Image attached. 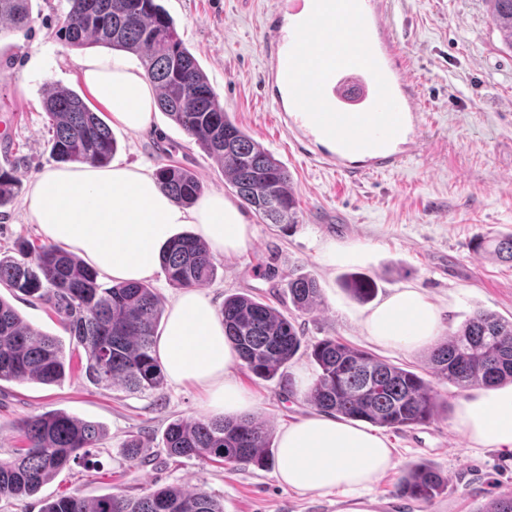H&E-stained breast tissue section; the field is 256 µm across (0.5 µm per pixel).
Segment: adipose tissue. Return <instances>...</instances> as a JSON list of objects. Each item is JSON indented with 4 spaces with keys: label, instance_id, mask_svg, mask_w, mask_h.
Listing matches in <instances>:
<instances>
[{
    "label": "adipose tissue",
    "instance_id": "obj_1",
    "mask_svg": "<svg viewBox=\"0 0 512 512\" xmlns=\"http://www.w3.org/2000/svg\"><path fill=\"white\" fill-rule=\"evenodd\" d=\"M77 65L89 95L113 122L134 134L150 130L156 93L144 69L98 55L82 57ZM23 205L48 243L117 281L152 275L181 225H195L214 254H240L253 235L251 224L223 193L203 192L184 207L134 164L45 167L28 182ZM363 327L378 342L415 350L438 337L441 310L422 289L402 288L369 311ZM156 352L167 382L202 388L212 416L252 411V395L233 376L241 360L224 335L222 317L199 289H183L169 306ZM456 426L470 447L512 451V384L460 399ZM396 465L387 440L373 430L312 412L282 430L275 476L292 490L351 495Z\"/></svg>",
    "mask_w": 512,
    "mask_h": 512
}]
</instances>
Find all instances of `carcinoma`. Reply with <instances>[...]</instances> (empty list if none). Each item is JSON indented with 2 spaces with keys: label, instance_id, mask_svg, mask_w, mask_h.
Instances as JSON below:
<instances>
[{
  "label": "carcinoma",
  "instance_id": "obj_1",
  "mask_svg": "<svg viewBox=\"0 0 512 512\" xmlns=\"http://www.w3.org/2000/svg\"><path fill=\"white\" fill-rule=\"evenodd\" d=\"M502 42L512 48V0H485ZM56 35L75 48L95 45L138 55L159 90L158 107L203 149L224 165V177L243 204L273 224L293 223L296 198L288 171L275 156L239 128L224 111L198 60L185 46L174 20L156 0H69ZM32 22L31 0H0V33ZM50 119L52 156L63 163L110 165L116 141L108 124L74 91L55 87L44 102ZM161 188L177 203L190 205L204 191L191 170L163 164L156 171ZM18 182L0 170V207L15 194ZM474 248L512 262V234ZM162 269L176 288L213 280L216 265L206 245L186 233L162 252ZM0 284L51 304L70 340L84 349V373L103 388L120 386L131 393H152L164 383L155 352L164 308L146 282L98 283V271L75 254L53 245L15 243L14 254L0 256ZM345 289L363 301L376 295L372 280L352 276ZM294 308L313 312L321 302L318 281L309 276L288 280ZM225 336L238 350L246 370L269 381L305 349L316 367L308 399L315 409L350 420L399 431L425 424L439 404L430 383L416 372L325 338L303 345L294 322L276 308L245 294L224 298ZM433 375L461 390L512 383V320L477 310L448 338L428 351ZM71 369L61 339L33 328L0 297V382L60 383ZM17 429L26 447L0 460V499L35 495L77 454L96 447L99 424L48 411L21 419ZM170 457L198 458L225 464L269 465L270 429L252 415L236 420L200 417L171 421L163 434ZM447 483L426 463L410 465L397 491L430 501ZM41 512H224V503L207 492L181 486L157 488L131 497L115 493L90 500L62 496ZM481 512H512V494L491 499Z\"/></svg>",
  "mask_w": 512,
  "mask_h": 512
}]
</instances>
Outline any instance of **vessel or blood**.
I'll return each instance as SVG.
<instances>
[{
  "instance_id": "1",
  "label": "vessel or blood",
  "mask_w": 512,
  "mask_h": 512,
  "mask_svg": "<svg viewBox=\"0 0 512 512\" xmlns=\"http://www.w3.org/2000/svg\"><path fill=\"white\" fill-rule=\"evenodd\" d=\"M270 24L265 78L298 150L356 184L405 160L395 144L421 108L384 0H308Z\"/></svg>"
}]
</instances>
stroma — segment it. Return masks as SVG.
<instances>
[{
  "mask_svg": "<svg viewBox=\"0 0 512 512\" xmlns=\"http://www.w3.org/2000/svg\"><path fill=\"white\" fill-rule=\"evenodd\" d=\"M157 2L174 19L230 118L286 167L297 200L291 224H272L246 210L251 242L242 254L215 255L217 275L203 292L218 308L228 295L252 296L291 314L306 342L335 337L413 370L432 383L442 408L429 423L387 431L398 465L361 497L298 493L279 486L270 467L169 457L162 443L167 424L205 415L203 391L168 383L149 395L96 387L84 375L86 355L79 349L61 384L0 383V458L23 445L16 420L47 411L99 423L104 437L91 458L70 461L36 495L0 500V512H41L46 502L73 493L89 499L119 492L138 496L169 485L204 489L223 500L224 512H477L488 499L512 493V454L470 448L454 423L463 391L434 378L425 350H399L369 337L362 326L368 305L342 287L346 275L361 273L375 281L381 300L407 286L421 288L441 307L446 334L478 309L512 319V263L472 248L477 238L512 233V50L484 0H387L418 85V148L401 168L369 173L357 184L308 160L279 124L264 80L265 47L271 15L287 20L292 0ZM31 5L27 28L0 34V164L22 184L55 163L44 108L49 89L85 91L76 66L84 49L56 36L68 0ZM112 133L116 160L153 170L178 164L205 189L234 198L220 163L164 112L154 113L146 134L118 126ZM21 239L44 242L17 198L0 208V253H12ZM331 242L359 252L360 260L331 263ZM301 275L321 287V303L311 313L294 310L288 298L289 279ZM0 297L32 327L68 340L50 305L2 285ZM235 376L253 396L254 414L272 431L311 410L306 395L282 390L277 381L255 378L242 367ZM133 434L143 448L131 462L123 444ZM417 462L435 466L448 479L447 490L432 501L397 492L406 465Z\"/></svg>",
  "mask_w": 512,
  "mask_h": 512,
  "instance_id": "1",
  "label": "stroma"
}]
</instances>
